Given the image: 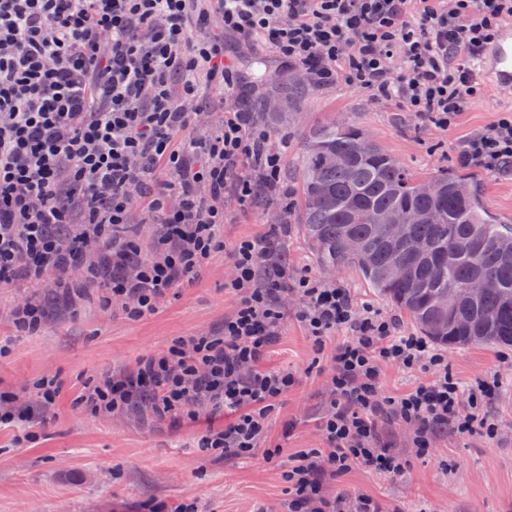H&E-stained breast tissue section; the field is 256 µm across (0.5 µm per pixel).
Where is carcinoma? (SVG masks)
I'll list each match as a JSON object with an SVG mask.
<instances>
[{
    "instance_id": "cac0c4a2",
    "label": "carcinoma",
    "mask_w": 512,
    "mask_h": 512,
    "mask_svg": "<svg viewBox=\"0 0 512 512\" xmlns=\"http://www.w3.org/2000/svg\"><path fill=\"white\" fill-rule=\"evenodd\" d=\"M302 147L300 224L323 268L356 269L439 346L512 347V224L492 219L475 189L457 193L466 175L419 177L353 123L319 126ZM429 182L437 193L421 191ZM391 212L410 223H384ZM474 279L483 290L470 296Z\"/></svg>"
}]
</instances>
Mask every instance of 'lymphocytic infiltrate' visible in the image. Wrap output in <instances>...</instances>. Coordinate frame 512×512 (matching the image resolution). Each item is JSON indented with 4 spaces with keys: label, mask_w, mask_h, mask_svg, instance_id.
<instances>
[{
    "label": "lymphocytic infiltrate",
    "mask_w": 512,
    "mask_h": 512,
    "mask_svg": "<svg viewBox=\"0 0 512 512\" xmlns=\"http://www.w3.org/2000/svg\"><path fill=\"white\" fill-rule=\"evenodd\" d=\"M420 2L414 16L408 0H0V288L29 289L9 307L13 330L42 332L56 313L51 290L69 307L97 291L103 307L140 321L194 287L217 257L230 267L224 291L235 308L221 331L173 339L86 386L77 407L107 418L147 405L175 424L207 414L195 443L211 456L285 458L288 512H385L371 494L329 492L359 468L404 473L382 421L405 430L418 458L445 434L497 437L488 408L500 374L458 381L447 355L357 305L349 289L290 276L287 260L271 257V235L226 244L225 191L243 207L275 192L281 154L238 110L212 133H194L198 100L212 91L238 98L227 37L263 42L314 83L340 78L437 129L455 127L482 89L475 66L512 19V0ZM215 22L223 39L198 38ZM459 160L512 173V113L467 138ZM138 207L156 227L146 252L128 233ZM288 297L325 376L318 448L267 444L274 411L300 382L263 366ZM339 331L344 340L328 347ZM389 366L429 378L389 393ZM61 389L47 374L0 391V428L33 441Z\"/></svg>",
    "instance_id": "obj_1"
}]
</instances>
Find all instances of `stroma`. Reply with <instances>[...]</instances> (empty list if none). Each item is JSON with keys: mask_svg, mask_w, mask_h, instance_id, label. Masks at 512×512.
<instances>
[{"mask_svg": "<svg viewBox=\"0 0 512 512\" xmlns=\"http://www.w3.org/2000/svg\"><path fill=\"white\" fill-rule=\"evenodd\" d=\"M246 88L241 110L268 130L281 145L280 178L289 208L279 200L241 208L233 193L224 196L226 243L263 234L270 222L286 224L274 241L276 254L287 256L296 270L324 276L317 253L305 238L297 212L303 131L323 123L351 121L390 151L405 167L422 175L462 171L475 182L485 211L512 222V176L461 166L458 156L466 136L512 111V90L485 86L471 100L456 129L441 131L402 111L392 99L374 100L343 80L326 86L310 82L298 69L276 61L263 43L253 50L225 47ZM293 88L297 117L289 125H270L272 88ZM225 259H217L201 280L170 298L158 314L133 322L105 309L97 292L81 299L73 314L50 322L37 336L14 335L6 316L17 288H0V338L9 351L0 355V388L16 389L45 374L63 382V392L49 424L39 427L35 442L19 445L11 430L0 429V512H148L156 504L196 499L200 512H258L272 507L287 512L288 493L279 478L282 460H217L196 449V429L168 421L147 410L108 418H91L75 404L89 379L127 368L147 354L163 350L174 338L222 327L234 309L224 292ZM354 300L386 316H398L404 334L417 328L397 308L367 288L354 270L335 274ZM286 301L278 343L265 364L296 372L300 383L284 398L270 423L271 443L289 448H318L314 423L322 411L324 378L311 370V341ZM448 369L466 383L500 373L501 392L491 408L501 431L489 439L479 434L441 437L424 459H411L403 475L389 477L361 468L337 482L338 492L363 491L378 498L387 512H512V347H474L448 352ZM296 421L290 439L286 422Z\"/></svg>", "mask_w": 512, "mask_h": 512, "instance_id": "obj_1", "label": "stroma"}]
</instances>
